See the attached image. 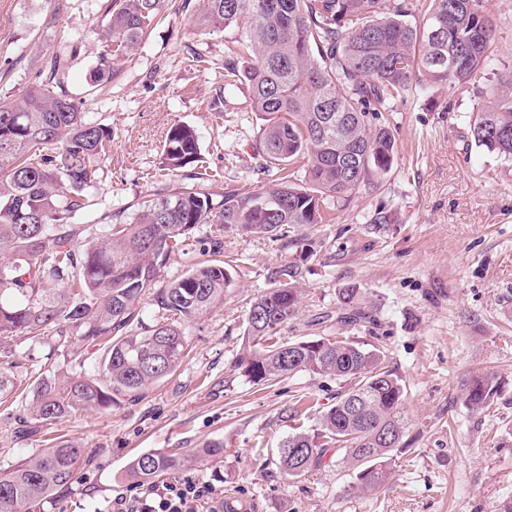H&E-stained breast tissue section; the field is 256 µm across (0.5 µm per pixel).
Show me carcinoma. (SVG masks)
I'll return each mask as SVG.
<instances>
[{
  "label": "carcinoma",
  "instance_id": "1",
  "mask_svg": "<svg viewBox=\"0 0 512 512\" xmlns=\"http://www.w3.org/2000/svg\"><path fill=\"white\" fill-rule=\"evenodd\" d=\"M163 0H112L105 42L133 49L160 14ZM425 5L422 22L413 20ZM203 29L234 27L227 47L252 110L264 123L260 156L276 171L268 188L213 192L186 184L145 200L131 217L103 215L101 234L80 246L85 224L73 219L88 202L97 162L112 133L84 120L78 105L46 87L16 99L0 98V403L16 395L11 371L25 336L54 354L82 341L99 347L93 362L71 372L35 370L26 405L35 423H51L81 408L106 411L119 396L138 398L172 374L186 348L185 323L224 298L231 282L222 260L195 264L163 288L158 267L198 224H221L243 235L284 237L285 228L327 224L333 211L377 189L392 167L395 137L386 113L424 88L453 89L488 70L496 25L487 0H204ZM112 80V50L101 53L88 82ZM474 144L512 157V72L497 75L469 117ZM60 144L53 155L40 146ZM195 130L175 123L166 133L163 163L179 170L198 161ZM301 269L280 265L269 288L252 302L245 335L251 347L239 365L257 385L291 373L336 380V403L322 411L314 435L291 434L280 448V470L299 477L327 454L351 468L357 489L386 483L394 454L409 428L405 386L386 365L384 347L343 336L276 345L278 328L296 313ZM168 316L147 326L144 301ZM349 325L376 321L360 289L338 292ZM466 406L479 411L499 393L488 372L464 382ZM398 432L393 443L382 434ZM94 451L63 439L0 472V512H26L35 501L71 488ZM189 455L149 450L128 465L126 477L152 481L180 468Z\"/></svg>",
  "mask_w": 512,
  "mask_h": 512
}]
</instances>
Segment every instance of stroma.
Instances as JSON below:
<instances>
[{
    "label": "stroma",
    "instance_id": "1",
    "mask_svg": "<svg viewBox=\"0 0 512 512\" xmlns=\"http://www.w3.org/2000/svg\"><path fill=\"white\" fill-rule=\"evenodd\" d=\"M110 3L0 0V97L22 95L58 61L52 92L112 131L87 191L90 206L76 223L105 212L131 215L142 201L188 183L243 193L268 186L272 174L257 150L262 121L247 83L226 80L225 47L237 30L199 28L202 0H165L136 49L114 53L111 83L94 88L86 76L103 50ZM488 8L497 29L492 64L510 71L512 0H490ZM486 85L480 77L398 104L391 170L331 223L292 229L282 239L197 225L160 267L157 287L211 258L216 239L224 242L231 283L223 301L186 323L188 348L176 371L138 400L75 412L25 440L14 434L19 405H0V470L61 438L96 451L65 497L29 512H113L116 497L140 490L124 477L136 455L191 453L213 440L223 442V456L194 457L186 472L212 482L215 500L234 499L243 512H500L512 501V161L476 147L468 133V114ZM178 122L195 129L200 158L171 171L162 151ZM380 210L393 222L376 232L369 220ZM289 262L303 270L301 292L278 343L377 338L405 385L414 443L395 455L391 478L377 491L358 490L352 472L332 460L296 479L279 468L282 441L313 432L335 403V380L299 373L255 385L238 366L250 305L267 288L269 270ZM347 284L373 303L377 327L337 323L338 291ZM11 347L33 352L51 371L97 355L82 343L51 355L23 337ZM487 371L500 393L488 408L470 410L462 381Z\"/></svg>",
    "mask_w": 512,
    "mask_h": 512
}]
</instances>
